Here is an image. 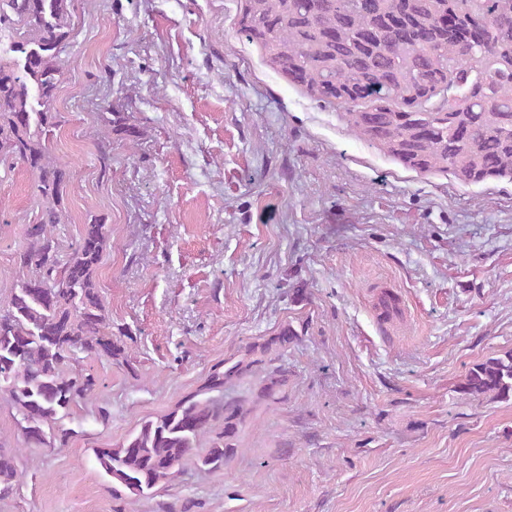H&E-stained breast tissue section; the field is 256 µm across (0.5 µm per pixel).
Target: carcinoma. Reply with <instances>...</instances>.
Returning <instances> with one entry per match:
<instances>
[{
  "label": "carcinoma",
  "mask_w": 512,
  "mask_h": 512,
  "mask_svg": "<svg viewBox=\"0 0 512 512\" xmlns=\"http://www.w3.org/2000/svg\"><path fill=\"white\" fill-rule=\"evenodd\" d=\"M72 0H0V161L25 166L41 206L17 254L19 288L0 312V391L25 441L95 393L92 373L65 367L79 352L123 360L97 281L109 230L94 218L65 261L56 225L70 173L50 156L58 124L61 54L71 38ZM238 32L270 66L312 99L343 112L359 139L417 173L465 186L512 182V0H244ZM297 338L289 326L244 356L213 367L168 413L143 421L110 448H96L112 496L138 500L171 483L190 458L206 473L224 459L247 409L224 388L259 376L256 399L287 379L265 356ZM458 392L512 401V350L470 367ZM19 481L16 457L0 448V500Z\"/></svg>",
  "instance_id": "cac0c4a2"
}]
</instances>
